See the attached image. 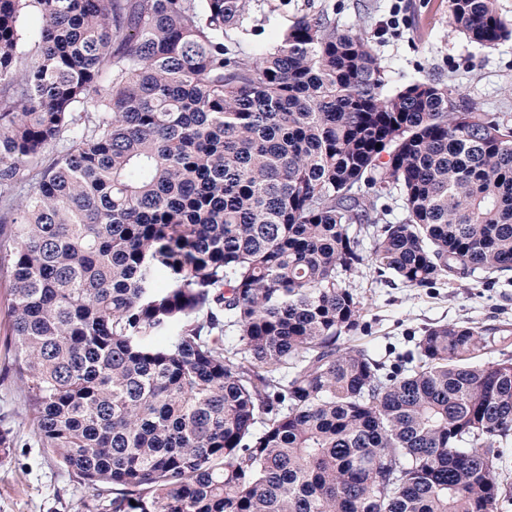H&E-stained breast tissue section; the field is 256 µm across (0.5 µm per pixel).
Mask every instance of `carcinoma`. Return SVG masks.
<instances>
[{"label":"carcinoma","instance_id":"obj_1","mask_svg":"<svg viewBox=\"0 0 512 512\" xmlns=\"http://www.w3.org/2000/svg\"><path fill=\"white\" fill-rule=\"evenodd\" d=\"M448 19L512 37L496 0ZM266 20L0 0V267L38 441L84 512H501L512 325H431L389 368L347 277L512 272V120L437 81L384 93L369 35L325 14L226 45Z\"/></svg>","mask_w":512,"mask_h":512}]
</instances>
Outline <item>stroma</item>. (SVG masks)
<instances>
[{"label": "stroma", "instance_id": "stroma-1", "mask_svg": "<svg viewBox=\"0 0 512 512\" xmlns=\"http://www.w3.org/2000/svg\"><path fill=\"white\" fill-rule=\"evenodd\" d=\"M275 11L263 33L240 35L236 52L270 41L296 17L322 12L338 25L369 33L388 76L389 90L437 79L488 112L512 113V38L486 50L448 29V0H270ZM396 27H389L390 18ZM365 305L369 332L362 342L380 358L410 349V336L433 324L512 323V282L483 286L477 277L452 278L432 288H410L364 268L351 278ZM10 282L0 270V419L13 448L0 461V512H82L88 489L41 448L30 420L20 416L26 395L5 367L13 356L7 304Z\"/></svg>", "mask_w": 512, "mask_h": 512}]
</instances>
